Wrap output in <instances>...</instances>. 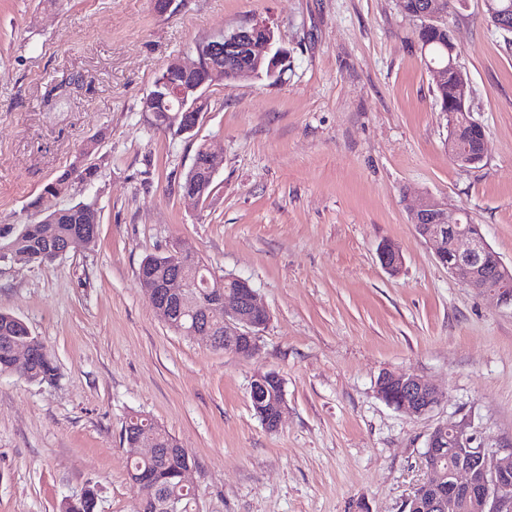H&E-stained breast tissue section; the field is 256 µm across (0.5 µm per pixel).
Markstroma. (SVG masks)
<instances>
[{
    "label": "stroma",
    "instance_id": "1",
    "mask_svg": "<svg viewBox=\"0 0 512 512\" xmlns=\"http://www.w3.org/2000/svg\"><path fill=\"white\" fill-rule=\"evenodd\" d=\"M270 23L288 69L209 89L192 136L156 130L140 101L201 39ZM397 0H0V224L67 170L61 203L92 202L90 249L53 264L0 261V310L57 366L50 383L0 376V512H60L88 488L95 512H133L122 427L139 412L193 459L194 512H403L438 425L512 451V308L467 288L420 238L421 192L465 211L512 264V42L481 0L452 25L483 161L448 156L449 117ZM223 164L206 201L179 185L199 145ZM398 242V276L378 247ZM195 253L249 279L271 313L246 359L186 338L137 283L149 254ZM284 382L279 431L250 402L256 371ZM411 372L442 401L429 415L376 394Z\"/></svg>",
    "mask_w": 512,
    "mask_h": 512
}]
</instances>
